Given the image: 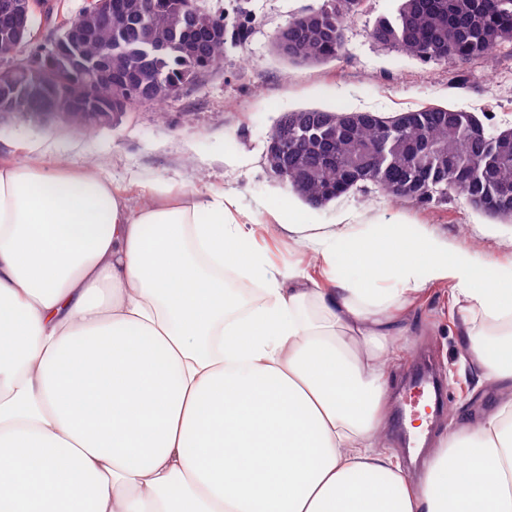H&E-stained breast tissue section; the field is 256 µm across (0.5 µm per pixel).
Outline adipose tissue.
<instances>
[{
	"instance_id": "obj_1",
	"label": "adipose tissue",
	"mask_w": 512,
	"mask_h": 512,
	"mask_svg": "<svg viewBox=\"0 0 512 512\" xmlns=\"http://www.w3.org/2000/svg\"><path fill=\"white\" fill-rule=\"evenodd\" d=\"M0 166V512H512V398L409 477L378 446L410 303L452 281L466 359L512 382V267L405 224L282 229L330 287L271 264L232 193L128 208L110 178ZM232 270L261 289L224 286Z\"/></svg>"
}]
</instances>
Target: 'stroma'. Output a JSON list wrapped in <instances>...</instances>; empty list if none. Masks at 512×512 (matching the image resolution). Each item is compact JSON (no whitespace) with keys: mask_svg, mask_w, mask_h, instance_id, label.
<instances>
[{"mask_svg":"<svg viewBox=\"0 0 512 512\" xmlns=\"http://www.w3.org/2000/svg\"><path fill=\"white\" fill-rule=\"evenodd\" d=\"M92 0H36L37 24L24 53L50 44L62 26L76 19ZM324 0H206L209 11L227 24L223 60L164 105L146 104L115 117L94 136L54 123L13 117L0 123V164L24 159L29 144L47 146L48 165L77 169L102 161L130 209H138L146 186L165 181L173 193L209 195L233 190L241 210L259 221L256 243L279 267L301 265L320 277L322 262L295 245L272 223L268 208L287 205L306 223L324 230L352 231L372 224H412L435 237L471 249L484 263L512 265V220L466 204L457 190L448 199L420 207L396 201L377 185L309 207L271 177L264 155L281 113L300 107L372 112L391 116L421 106H449L470 112L496 133L512 128V42L501 45L492 64L453 59L423 62L376 42L378 21L395 18L399 0H362L343 28L344 52L318 64H293L273 49L275 31L298 15L318 10ZM248 31L237 41V26ZM496 80H489V71ZM166 119H159V112ZM463 310L452 283L429 284L424 300L410 313L400 337L403 350L389 365L394 391L391 411L407 398V380L421 354H429L437 375L451 381L446 406L429 428L430 439L458 425L481 420L500 398L496 384L461 359Z\"/></svg>","mask_w":512,"mask_h":512,"instance_id":"stroma-1","label":"stroma"}]
</instances>
